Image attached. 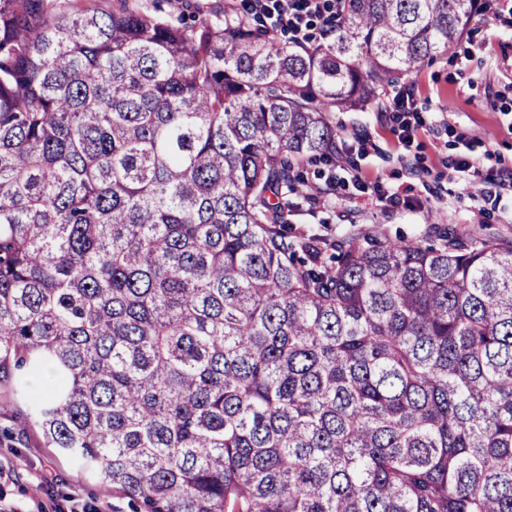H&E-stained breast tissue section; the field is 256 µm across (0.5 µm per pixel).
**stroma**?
Returning <instances> with one entry per match:
<instances>
[{"mask_svg":"<svg viewBox=\"0 0 512 512\" xmlns=\"http://www.w3.org/2000/svg\"><path fill=\"white\" fill-rule=\"evenodd\" d=\"M464 36L448 54L386 85L365 109L336 111V146L348 161L302 167L313 196H294V232L333 242L361 234L432 241L440 228L512 240V192L471 198L455 163L476 159L484 171L512 170V0H478ZM410 85L419 105L414 135L396 134L383 110L394 88ZM26 406L0 390V502L22 512H133L129 498L88 470L44 447L24 423Z\"/></svg>","mask_w":512,"mask_h":512,"instance_id":"obj_1","label":"stroma"}]
</instances>
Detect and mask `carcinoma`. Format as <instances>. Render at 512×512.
<instances>
[{"mask_svg":"<svg viewBox=\"0 0 512 512\" xmlns=\"http://www.w3.org/2000/svg\"><path fill=\"white\" fill-rule=\"evenodd\" d=\"M0 0V385L139 512H512V241L293 237L329 112L477 0ZM334 0H242L243 7L255 16L271 15L279 26L288 31L292 43L304 45L311 38L310 21L313 17L330 12L336 5ZM328 5H331L328 10ZM274 19L266 20L269 28L275 24ZM276 25V24H275Z\"/></svg>","mask_w":512,"mask_h":512,"instance_id":"obj_1","label":"carcinoma"}]
</instances>
